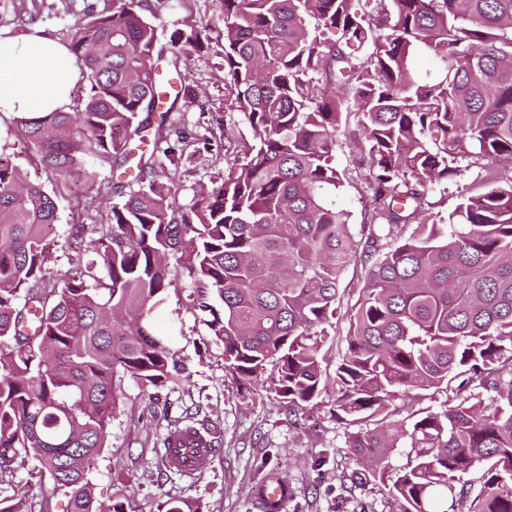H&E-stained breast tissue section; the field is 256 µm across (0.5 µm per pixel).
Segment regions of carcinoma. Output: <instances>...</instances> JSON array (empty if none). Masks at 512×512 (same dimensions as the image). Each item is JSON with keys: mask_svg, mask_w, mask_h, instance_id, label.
I'll use <instances>...</instances> for the list:
<instances>
[{"mask_svg": "<svg viewBox=\"0 0 512 512\" xmlns=\"http://www.w3.org/2000/svg\"><path fill=\"white\" fill-rule=\"evenodd\" d=\"M224 35V157L193 202L172 205L187 157L150 138L164 126L158 36L143 0L74 24L82 71L71 112L12 118L46 172L135 162L138 188L86 213L91 255L47 276L57 203L0 155V485L28 463L68 498L103 505L89 472L116 409V379L161 387L184 360L150 318L174 286L246 390L269 385L293 416L321 393L341 276L364 284L332 382L331 417L351 428L359 471L400 512H512V180L435 212L436 185L468 165L512 162V0H218ZM192 22L172 42L175 98L198 92L180 62L205 48ZM428 55L433 68L416 59ZM360 114L357 128L343 113ZM369 189L361 237L336 198L338 136ZM452 393V403L423 402ZM411 404L398 407L399 396ZM406 449L397 470L390 457ZM156 512H202L169 498Z\"/></svg>", "mask_w": 512, "mask_h": 512, "instance_id": "carcinoma-1", "label": "carcinoma"}]
</instances>
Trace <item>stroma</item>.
<instances>
[{
    "label": "stroma",
    "mask_w": 512,
    "mask_h": 512,
    "mask_svg": "<svg viewBox=\"0 0 512 512\" xmlns=\"http://www.w3.org/2000/svg\"><path fill=\"white\" fill-rule=\"evenodd\" d=\"M157 29L160 72H167L171 39L189 20L210 23L208 49L189 55L181 71L199 93L188 106L176 103L174 125L200 141L197 153L182 169L173 189L175 205H189L199 186L209 184L224 164V141L214 120L224 104L223 25L218 0H147ZM113 0H0V33H18L26 20L69 43L73 25L88 13H108ZM0 152L22 162L31 180L42 183L58 199V219L47 243L52 252L49 272L61 277L76 257L79 240L74 226L79 209L101 206L98 188L112 170L88 163L80 177L45 172L21 152L10 123L0 124ZM361 271L349 266L340 285L336 326L324 350L323 369L334 376L343 352L349 316L357 300ZM187 289L168 291L156 311L153 330L170 348L187 359V376L158 388H147L130 376L117 382V405L106 444L90 469L94 494L100 501L127 499L135 512H156L168 498L197 500L203 512H262L260 490L288 485L280 512H398L382 485L357 484L351 479L356 463L346 446L347 429L328 412L326 397L298 415L268 388L242 390L224 369L222 346L216 345L202 323L187 309ZM196 412L219 438L209 467L198 477H183L165 462L163 440L172 418L183 410ZM14 483L26 512H65L67 498L49 479L18 470Z\"/></svg>",
    "instance_id": "stroma-1"
}]
</instances>
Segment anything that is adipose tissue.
<instances>
[{"label": "adipose tissue", "instance_id": "ef3b65f1", "mask_svg": "<svg viewBox=\"0 0 512 512\" xmlns=\"http://www.w3.org/2000/svg\"><path fill=\"white\" fill-rule=\"evenodd\" d=\"M79 75L68 47L42 29L0 38V118L68 111Z\"/></svg>", "mask_w": 512, "mask_h": 512}]
</instances>
